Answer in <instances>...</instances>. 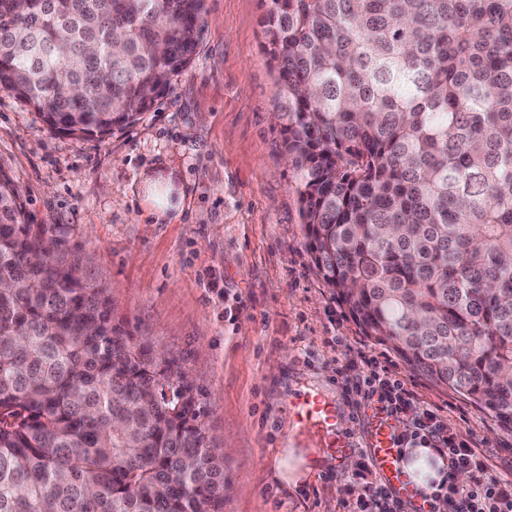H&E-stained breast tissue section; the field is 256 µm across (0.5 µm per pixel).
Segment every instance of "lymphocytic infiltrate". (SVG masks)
Masks as SVG:
<instances>
[{
	"mask_svg": "<svg viewBox=\"0 0 512 512\" xmlns=\"http://www.w3.org/2000/svg\"><path fill=\"white\" fill-rule=\"evenodd\" d=\"M353 389L361 404L375 402L389 415L407 419L405 432L396 437L398 448H430L445 461L446 476L436 491L426 494L428 504L443 502L448 512H512V479L494 477L477 440L450 426L439 407L422 404L387 366L364 359ZM460 472L467 474L466 482L456 481ZM354 477L365 485L358 512H405L403 502L374 479L369 462H361Z\"/></svg>",
	"mask_w": 512,
	"mask_h": 512,
	"instance_id": "1",
	"label": "lymphocytic infiltrate"
}]
</instances>
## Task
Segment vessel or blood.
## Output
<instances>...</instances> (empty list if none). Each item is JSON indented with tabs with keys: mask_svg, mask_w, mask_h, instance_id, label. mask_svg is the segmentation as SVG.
<instances>
[{
	"mask_svg": "<svg viewBox=\"0 0 512 512\" xmlns=\"http://www.w3.org/2000/svg\"><path fill=\"white\" fill-rule=\"evenodd\" d=\"M288 409L299 427L322 431V451L332 457L337 466H344L358 447L368 448L373 467L383 484L394 495L409 502L414 512H426L421 494L405 471L404 461L395 445L396 429L386 413L368 411L364 418L365 432L358 441L348 434L345 415L317 392L290 399Z\"/></svg>",
	"mask_w": 512,
	"mask_h": 512,
	"instance_id": "b4317fda",
	"label": "vessel or blood"
}]
</instances>
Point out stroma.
Instances as JSON below:
<instances>
[{"mask_svg":"<svg viewBox=\"0 0 512 512\" xmlns=\"http://www.w3.org/2000/svg\"><path fill=\"white\" fill-rule=\"evenodd\" d=\"M268 6L204 0L193 61L139 122L103 137L53 132L0 92V175L26 223L57 225L64 248L84 256L113 323L166 353L192 386L210 444L226 451L224 512H351L350 474L330 459L296 487L281 473L297 464L288 449L318 445L289 415L290 398L317 391L361 436L355 395L336 375L355 376L365 355L393 364L421 402L445 407L494 475H512V434L362 336L315 272L277 118L278 73L262 47ZM162 177L185 197L161 221L143 194Z\"/></svg>","mask_w":512,"mask_h":512,"instance_id":"obj_1","label":"stroma"}]
</instances>
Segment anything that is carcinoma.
I'll list each match as a JSON object with an SVG mask.
<instances>
[{
    "instance_id": "obj_1",
    "label": "carcinoma",
    "mask_w": 512,
    "mask_h": 512,
    "mask_svg": "<svg viewBox=\"0 0 512 512\" xmlns=\"http://www.w3.org/2000/svg\"><path fill=\"white\" fill-rule=\"evenodd\" d=\"M203 0H0V91L78 138L192 61ZM313 267L363 335L512 432V0H270ZM0 177V512H224L174 361Z\"/></svg>"
}]
</instances>
